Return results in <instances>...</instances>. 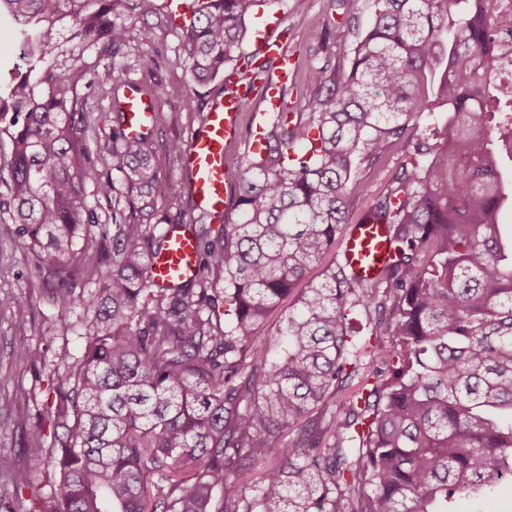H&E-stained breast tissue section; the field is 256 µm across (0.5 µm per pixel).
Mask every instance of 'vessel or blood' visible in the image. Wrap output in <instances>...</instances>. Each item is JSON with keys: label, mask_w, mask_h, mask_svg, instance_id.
<instances>
[{"label": "vessel or blood", "mask_w": 512, "mask_h": 512, "mask_svg": "<svg viewBox=\"0 0 512 512\" xmlns=\"http://www.w3.org/2000/svg\"><path fill=\"white\" fill-rule=\"evenodd\" d=\"M289 77L285 67L273 82L260 74L248 84L231 74L224 93L210 99L202 123L189 132L181 157L179 182L193 211L214 217L230 214L236 201V180L230 172L228 151L243 142L253 155H264V123L283 111L279 87ZM256 96L261 97L264 108L254 116L250 128H243L244 104ZM121 106L124 134L152 128L155 106L140 83L126 82ZM201 250L192 223L168 228L162 250L151 259L155 282L169 285L196 279L202 268ZM341 252L357 281L375 280L391 253L386 226L369 219L350 225L341 239Z\"/></svg>", "instance_id": "b4317fda"}]
</instances>
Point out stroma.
I'll return each mask as SVG.
<instances>
[{
    "label": "stroma",
    "mask_w": 512,
    "mask_h": 512,
    "mask_svg": "<svg viewBox=\"0 0 512 512\" xmlns=\"http://www.w3.org/2000/svg\"><path fill=\"white\" fill-rule=\"evenodd\" d=\"M265 18L280 22L284 31L282 57L291 62L293 78L287 85L286 101L294 112H303L315 94L308 81V69L325 61L339 63L334 44H321L316 31L336 23L342 25L348 39H355L371 13V0H360L357 15L345 13L339 0H262ZM159 50L157 66L150 71L140 68L136 51H129L128 66L120 72V80H138L145 92L157 102L152 141L157 158V184L166 186L179 179L177 155L167 153V145L185 140L190 128L204 117L199 106L209 92L218 91V84L198 86L189 72L174 66L173 61L183 49L175 32L159 35L153 43ZM110 75L93 79L96 96L86 114L85 136L92 153L105 164H112V125L100 122V111L110 109L108 94ZM180 85L185 97L169 96V85ZM400 152H392L382 163L363 166L360 176L367 185L364 196L356 200L352 222H359L362 212L386 184L400 163ZM54 285L49 270L37 269L13 224L0 219V296L8 297L0 306V393L8 392L9 402L0 401V512H17L20 503L47 499L51 492L53 473L40 460L28 457L26 444L45 415L49 389L56 377L57 355L67 351L71 366H78L85 340L80 334L83 317L81 307L61 313L48 304L45 295ZM26 311V320H19L18 311ZM22 467L32 475L23 490H16L10 474Z\"/></svg>",
    "instance_id": "stroma-1"
}]
</instances>
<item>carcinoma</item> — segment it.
<instances>
[{
  "mask_svg": "<svg viewBox=\"0 0 512 512\" xmlns=\"http://www.w3.org/2000/svg\"><path fill=\"white\" fill-rule=\"evenodd\" d=\"M259 2L207 0L178 32V64L198 83L224 73ZM2 12L28 37L25 70L0 95L11 139L0 183L35 266L59 278L49 302L82 307L86 329L76 369L60 354L50 444L40 433L27 448L55 477L49 505L29 512H452L455 497L487 501L512 481V239L500 224L512 186L499 168L512 128L490 104L512 89L469 94L489 68L487 6L373 0L356 43L334 23L316 33L348 65L313 69L311 112L283 113L266 157L237 173L238 219L208 255L222 307L198 278L153 279L165 238L151 220L167 216L151 135L121 130L123 83L110 89L119 176H102L74 121L93 99L85 77L105 59L121 70L126 49L172 16L159 0H0ZM437 100L442 126L422 120ZM394 149L403 161L364 213L393 243L377 280L357 283L338 259L307 279L364 193L354 163ZM91 183L116 233L78 252L99 223ZM72 262L96 290L76 293ZM286 298L288 314L263 331Z\"/></svg>",
  "mask_w": 512,
  "mask_h": 512,
  "instance_id": "carcinoma-1",
  "label": "carcinoma"
}]
</instances>
